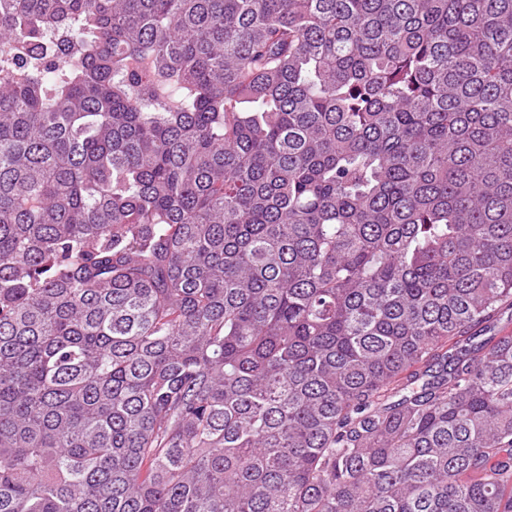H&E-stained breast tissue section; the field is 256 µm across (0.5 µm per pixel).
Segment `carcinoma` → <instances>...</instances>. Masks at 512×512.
<instances>
[{
	"instance_id": "cac0c4a2",
	"label": "carcinoma",
	"mask_w": 512,
	"mask_h": 512,
	"mask_svg": "<svg viewBox=\"0 0 512 512\" xmlns=\"http://www.w3.org/2000/svg\"><path fill=\"white\" fill-rule=\"evenodd\" d=\"M1 64L0 512H512V0H0Z\"/></svg>"
}]
</instances>
